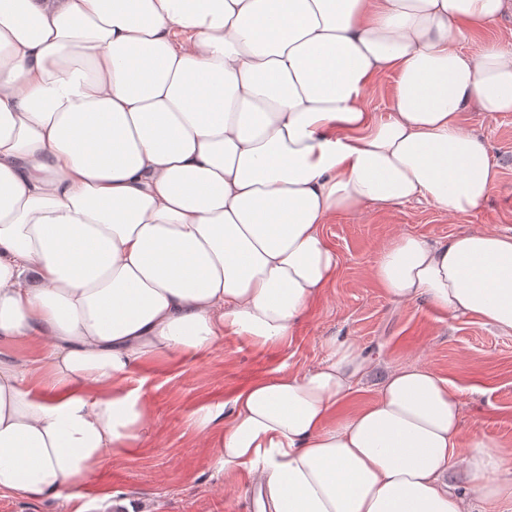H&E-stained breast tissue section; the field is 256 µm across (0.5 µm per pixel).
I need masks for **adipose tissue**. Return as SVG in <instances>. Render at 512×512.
<instances>
[{
    "instance_id": "ef3b65f1",
    "label": "adipose tissue",
    "mask_w": 512,
    "mask_h": 512,
    "mask_svg": "<svg viewBox=\"0 0 512 512\" xmlns=\"http://www.w3.org/2000/svg\"><path fill=\"white\" fill-rule=\"evenodd\" d=\"M511 3L0 0V337L46 342L41 387L0 358V492L72 500L147 436L148 358L283 342L336 275V215L478 211L498 169L460 115L512 112V41L460 44ZM387 72L382 116L364 98ZM369 274L512 334V234L398 233ZM323 349L197 411L225 493L245 470L261 512H468L454 469L512 501L451 380L397 366L343 414L370 360Z\"/></svg>"
}]
</instances>
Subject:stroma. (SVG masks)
Wrapping results in <instances>:
<instances>
[{"instance_id": "35a3bbf8", "label": "stroma", "mask_w": 512, "mask_h": 512, "mask_svg": "<svg viewBox=\"0 0 512 512\" xmlns=\"http://www.w3.org/2000/svg\"><path fill=\"white\" fill-rule=\"evenodd\" d=\"M463 127L486 146L499 170L484 206L451 218L413 200L362 217L339 215L323 228L339 265L333 282L281 344L257 346L227 335L208 353L160 355L139 367L153 418L148 437L107 454L79 498L67 503L0 495V512H107L103 498L118 491L138 512H251L250 477L240 472L235 495L224 494L223 473L212 466L194 424L195 412L228 401L248 384L299 373L319 362L327 337L356 341L374 367L349 407L366 404L389 367L423 363L451 379L463 400V428L512 451V334L471 316L449 318L430 301L391 302L370 277L379 246L394 233L444 242L481 228L512 232V112L469 111Z\"/></svg>"}]
</instances>
